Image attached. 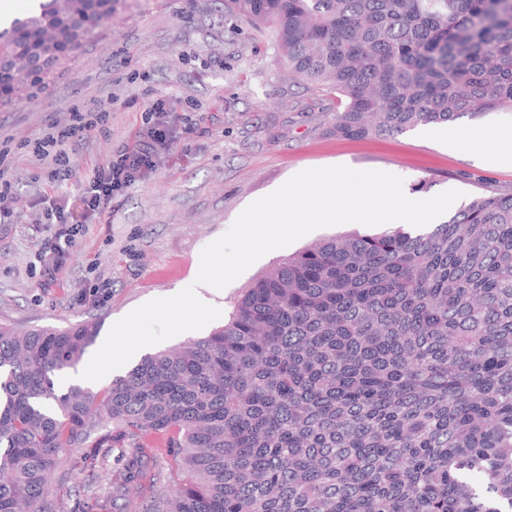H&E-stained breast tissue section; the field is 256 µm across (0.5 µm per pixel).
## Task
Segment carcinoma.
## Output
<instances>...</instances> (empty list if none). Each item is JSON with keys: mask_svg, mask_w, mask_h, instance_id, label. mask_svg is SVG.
<instances>
[{"mask_svg": "<svg viewBox=\"0 0 512 512\" xmlns=\"http://www.w3.org/2000/svg\"><path fill=\"white\" fill-rule=\"evenodd\" d=\"M114 0H46L0 28V105L77 54ZM296 77L383 137L512 110V0H224ZM98 324H0V512H47L50 473L107 420L163 432L195 480L145 512H512V191L448 221L316 241L224 326L98 393L58 386ZM120 512L136 507L125 464Z\"/></svg>", "mask_w": 512, "mask_h": 512, "instance_id": "1", "label": "carcinoma"}]
</instances>
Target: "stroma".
<instances>
[{
  "mask_svg": "<svg viewBox=\"0 0 512 512\" xmlns=\"http://www.w3.org/2000/svg\"><path fill=\"white\" fill-rule=\"evenodd\" d=\"M159 96L169 99L177 117V148L116 196L102 222L87 221L78 197L84 178L134 142ZM87 103L105 106L112 118L73 156L68 198L78 233L56 268L43 260L53 225L32 223L25 209L46 190L35 178L40 164L16 152L10 158L17 212L12 223H0V322L21 330L97 322L95 347L111 343L126 367L137 361L141 342L161 351L223 325L220 316L194 319L179 289L192 285L201 250L247 205L301 170L345 165L390 172L402 177L408 195L422 179L431 196L448 189L469 198L512 189V162L498 157L501 141L512 140V112L458 117V124L487 132L478 158L416 128L377 138L336 137L329 130L335 93L289 81L272 29L225 13L221 0H115L111 21L78 56L0 109V144L16 148ZM352 229L365 227L319 229L266 254L225 287V311L264 271L313 241ZM148 302L149 313L117 328ZM166 443L156 432L134 440L113 436L104 444L89 439L52 472L45 501L51 512H117L112 485L135 452L142 462L140 501L150 505L187 477Z\"/></svg>",
  "mask_w": 512,
  "mask_h": 512,
  "instance_id": "1",
  "label": "stroma"
}]
</instances>
